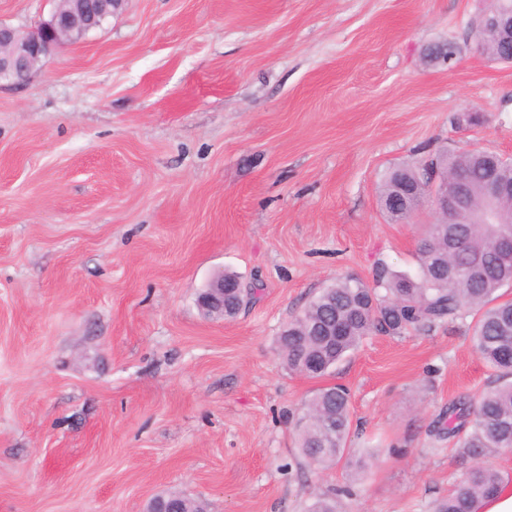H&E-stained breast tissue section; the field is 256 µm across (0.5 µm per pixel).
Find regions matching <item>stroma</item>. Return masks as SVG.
<instances>
[{"label":"stroma","mask_w":512,"mask_h":512,"mask_svg":"<svg viewBox=\"0 0 512 512\" xmlns=\"http://www.w3.org/2000/svg\"><path fill=\"white\" fill-rule=\"evenodd\" d=\"M486 0H119L0 87V512H432L464 472L433 435L492 372L467 324L373 335L322 379L276 353L338 277L415 272L437 218L380 206L443 151L512 156V64L476 44ZM54 0H0L32 29ZM454 42L453 61L430 60ZM261 292L202 316L216 273ZM350 390L364 474L308 468L294 424ZM185 498L181 494H163L152 498L148 504V512H184Z\"/></svg>","instance_id":"stroma-1"}]
</instances>
